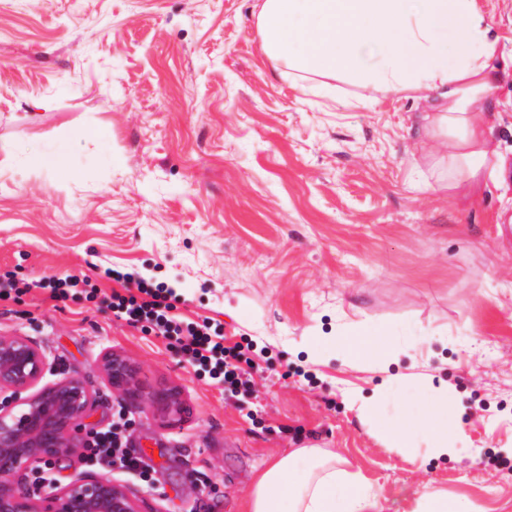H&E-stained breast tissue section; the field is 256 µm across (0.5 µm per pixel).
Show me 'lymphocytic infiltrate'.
I'll list each match as a JSON object with an SVG mask.
<instances>
[{
    "mask_svg": "<svg viewBox=\"0 0 512 512\" xmlns=\"http://www.w3.org/2000/svg\"><path fill=\"white\" fill-rule=\"evenodd\" d=\"M112 279L120 284L110 296L116 318L143 332L176 338L186 360L207 369L211 378L223 383L225 393L235 397L252 392L254 345L250 339L228 345L218 324L207 319H181L171 301V291L163 285L118 271L113 272ZM126 426L125 418L113 421L111 429L95 440L94 456L107 468L135 472L141 479H148L149 471L142 458L123 445Z\"/></svg>",
    "mask_w": 512,
    "mask_h": 512,
    "instance_id": "obj_1",
    "label": "lymphocytic infiltrate"
}]
</instances>
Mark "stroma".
<instances>
[{
    "instance_id": "obj_1",
    "label": "stroma",
    "mask_w": 512,
    "mask_h": 512,
    "mask_svg": "<svg viewBox=\"0 0 512 512\" xmlns=\"http://www.w3.org/2000/svg\"><path fill=\"white\" fill-rule=\"evenodd\" d=\"M473 2L499 38L475 104L499 168L512 0ZM255 4L0 0V274L24 283L0 300V336L29 337L44 382L82 377L95 431L125 411L155 488L111 477L142 512H245L256 473L305 443L371 486L373 512H415L425 488L512 512V469L488 463L512 462V184L437 191L436 90L372 85L366 51L355 72L278 63ZM109 269L164 283L178 314L219 322L227 342L252 339L254 393L225 396L174 341L117 319ZM64 274L101 297L29 285ZM375 331L392 338L376 353L314 344ZM109 353L135 366L139 402L116 400ZM435 392L453 406L450 454L423 434L394 447L385 427Z\"/></svg>"
}]
</instances>
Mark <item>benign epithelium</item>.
<instances>
[{"label":"benign epithelium","instance_id":"benign-epithelium-1","mask_svg":"<svg viewBox=\"0 0 512 512\" xmlns=\"http://www.w3.org/2000/svg\"><path fill=\"white\" fill-rule=\"evenodd\" d=\"M105 369L119 401L135 395L125 358L106 356ZM46 370L28 337H0V512H139L128 490L108 477L81 476L36 494L8 483L87 447L94 406L88 386L65 376L40 387Z\"/></svg>","mask_w":512,"mask_h":512}]
</instances>
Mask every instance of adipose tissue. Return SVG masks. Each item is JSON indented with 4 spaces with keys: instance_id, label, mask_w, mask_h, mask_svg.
I'll return each instance as SVG.
<instances>
[{
    "instance_id": "obj_1",
    "label": "adipose tissue",
    "mask_w": 512,
    "mask_h": 512,
    "mask_svg": "<svg viewBox=\"0 0 512 512\" xmlns=\"http://www.w3.org/2000/svg\"><path fill=\"white\" fill-rule=\"evenodd\" d=\"M256 24L266 52L299 68H345L366 39L378 55L379 82L438 90L441 106L426 116L430 137L448 138L449 187L493 177L483 119L473 108L493 86L490 59L498 38L473 0H259ZM447 399L393 427L389 438L407 447L418 431L434 452L448 454ZM372 489L338 468L331 452L297 448L259 471L248 512H369Z\"/></svg>"
}]
</instances>
